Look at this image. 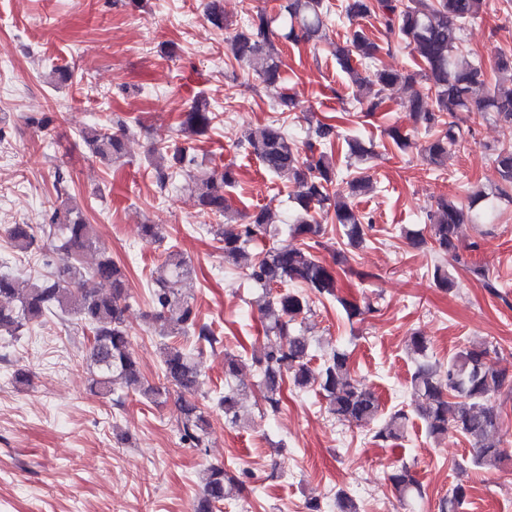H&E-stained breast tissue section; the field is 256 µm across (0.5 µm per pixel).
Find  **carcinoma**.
Returning <instances> with one entry per match:
<instances>
[{
	"instance_id": "cac0c4a2",
	"label": "carcinoma",
	"mask_w": 512,
	"mask_h": 512,
	"mask_svg": "<svg viewBox=\"0 0 512 512\" xmlns=\"http://www.w3.org/2000/svg\"><path fill=\"white\" fill-rule=\"evenodd\" d=\"M485 0H344L340 4L350 25L346 41L334 47L333 54L342 72L365 95L359 101L366 115L378 112L384 92L400 87L405 94L416 123L431 134L421 147L423 160L429 166L441 167L452 149L465 141L466 130L461 114L477 110L488 112L501 123L512 125V53L501 52L495 61L499 79L489 86L486 73L478 61H472L460 50L461 33L477 18ZM330 5L325 0H284L280 5L282 33L273 27L274 19L264 11L250 15L228 39L230 54L238 63L251 68L265 89L273 92V110L291 112L296 99L278 91L281 71L275 38L299 43L322 38ZM207 21L225 30L222 0H209ZM375 20L388 34H394L414 55L416 69L377 68L374 61L383 50L360 21ZM219 113L209 99L197 94L182 113L179 127L185 134L181 143L158 141L151 154L156 159L154 179L160 192H165L175 175L186 173L200 211L224 217L228 209L225 192L235 186L236 173L229 166L210 170L200 176L191 174L195 165L194 138L206 135L215 127ZM122 121L83 130L80 136L93 157L110 164L124 155ZM339 137L331 124L316 121L308 128L306 140L298 141L283 123L272 120L263 128L244 133L239 146L259 159L271 174L288 180L294 186L292 224L290 230L300 244L292 248L263 249L246 265V276L262 289L261 308L266 312L265 335L279 342L264 347L253 359L259 372V389L266 410L275 414L281 405V383L292 379L295 387L316 386L328 401V410L337 420L356 425H369L377 420L379 403L375 395L353 378L349 355L336 350L317 369L310 366V342L302 333L290 332L296 318L310 310L311 296L334 297L353 319L374 311L371 303L360 306L336 295V273L310 252L320 244L323 225L317 216L332 219L342 229L346 245L359 246L372 229L369 216L355 210L333 191L338 172L326 146ZM349 155L366 160L373 150L356 136L344 138ZM495 168L499 176L495 192L476 189L469 205L440 198L429 214V239L419 235L412 243L426 242L439 252L458 248V230L462 224L484 223L496 213V201L512 203V147L495 150ZM271 224L270 214L261 209L248 216L244 224H221L217 230L223 243L224 262L238 264L245 257V247L264 238ZM42 230L54 236L55 249L65 252L71 262L41 275L26 288H19L16 278L0 273V332L15 335L27 323L40 320L55 308L73 316L81 329L91 336L89 358L95 366L92 387L102 395H112L116 387L131 389L154 403L168 398L170 390L178 395L181 438L194 448L206 447L210 422L199 403L204 396L203 381L194 350L175 344L162 345V374L166 385L153 386L143 381L139 364L130 349L126 312L129 298L127 278L122 268L98 246L94 226L87 223L83 212L66 199L48 213ZM13 247L21 254L36 244L34 227L14 224L8 230ZM95 250L99 257L90 271L81 266L80 257ZM188 265L178 250L166 249L153 282L149 325L162 337L188 335L195 338L198 349L217 343L213 330L199 323L192 304L181 291ZM108 285L105 293L88 287L90 280ZM297 282L299 290L283 289L272 293L278 283ZM429 341L420 332L411 334L408 350L424 357ZM506 383V374L489 360V348L471 344L438 368L430 363L417 366L411 377L413 408L422 419L427 434L435 441L454 431L464 436L472 447V462L481 469H496L505 461L504 452L486 444V438L499 426L500 415L494 397ZM224 420L236 423L238 393L228 387L219 396ZM408 422L400 409L392 413L373 431V439L388 442L401 438ZM389 480L399 497L421 494L420 486L407 467L393 472ZM203 497L197 512H212V507L234 496L241 480L222 466L207 468L201 477ZM466 498L465 488L458 486L442 502L441 512H459Z\"/></svg>"
}]
</instances>
